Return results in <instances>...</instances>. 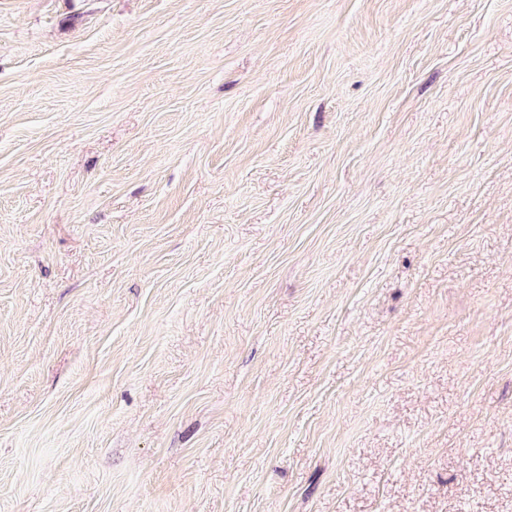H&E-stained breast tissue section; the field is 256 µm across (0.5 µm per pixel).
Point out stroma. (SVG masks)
Segmentation results:
<instances>
[{"label":"stroma","instance_id":"obj_1","mask_svg":"<svg viewBox=\"0 0 512 512\" xmlns=\"http://www.w3.org/2000/svg\"><path fill=\"white\" fill-rule=\"evenodd\" d=\"M0 512H512V0H0Z\"/></svg>","mask_w":512,"mask_h":512}]
</instances>
